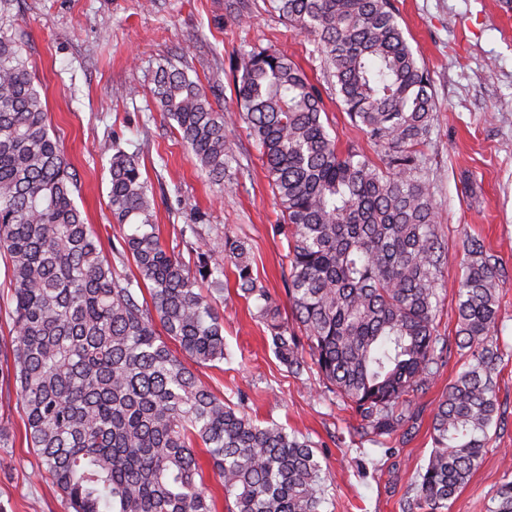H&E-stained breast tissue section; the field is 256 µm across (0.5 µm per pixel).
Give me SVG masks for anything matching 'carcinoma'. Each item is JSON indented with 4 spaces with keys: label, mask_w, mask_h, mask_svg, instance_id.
<instances>
[{
    "label": "carcinoma",
    "mask_w": 512,
    "mask_h": 512,
    "mask_svg": "<svg viewBox=\"0 0 512 512\" xmlns=\"http://www.w3.org/2000/svg\"><path fill=\"white\" fill-rule=\"evenodd\" d=\"M15 2L0 0V255L10 270L14 335L0 345V377L15 388L40 476L66 512H326L312 442L258 423L196 368H217L227 356L213 292H223L228 267L279 361L295 377L315 369L339 408L359 418L358 436L386 446L438 380L450 346L440 330L448 253L421 157L434 101L392 0H273L291 28L317 43L379 166L338 148L320 86L276 48L230 60L229 113L213 106L183 61L167 59L154 75L159 112L221 190L234 184L238 162L226 128L245 125L281 214L275 231L287 245L293 327L254 275L241 238L224 235L221 249L197 253L193 268L161 243L139 158L120 148L109 160V209L122 232L112 252L136 273L117 271L50 135ZM224 8L239 22L249 4L226 0ZM466 256L454 336L466 363L434 410L432 450L409 512H446L492 440L502 360L496 271L480 241H470ZM488 512H512V480L497 487Z\"/></svg>",
    "instance_id": "carcinoma-1"
}]
</instances>
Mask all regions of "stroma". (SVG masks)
<instances>
[{
	"mask_svg": "<svg viewBox=\"0 0 512 512\" xmlns=\"http://www.w3.org/2000/svg\"><path fill=\"white\" fill-rule=\"evenodd\" d=\"M398 21L431 80L435 121L423 149L437 210V233L448 252L441 327L454 332L453 297L468 238L496 259L501 316L496 336L504 353L497 378L499 410L490 450L451 502L449 512H487L504 477L512 478V9L505 0H392ZM26 49L46 96L48 121L78 178L77 203L105 245L120 231L108 208L109 158L119 142L137 153L151 182L163 244L185 262L220 246L225 234L244 239L254 273L284 296V244L274 231L280 212L267 172L244 128L229 133L240 148L232 189L211 186L153 105L151 78L162 59L179 54L210 99L236 106L230 58L274 46L321 83L327 128L341 147L375 150L343 110L327 82L312 38L280 18L273 0H250V15L226 17L224 0H17ZM221 369H201L203 381L231 402H244L258 421H273L315 445L323 466L328 512H406L407 496L432 443V411L464 360L452 352L436 383L418 399L411 429L380 448L354 433L317 372L293 377L267 346L268 330L224 283ZM0 426L14 445L0 448V512H65L61 496L41 480L27 447L17 402L0 403Z\"/></svg>",
	"mask_w": 512,
	"mask_h": 512,
	"instance_id": "35a3bbf8",
	"label": "stroma"
}]
</instances>
